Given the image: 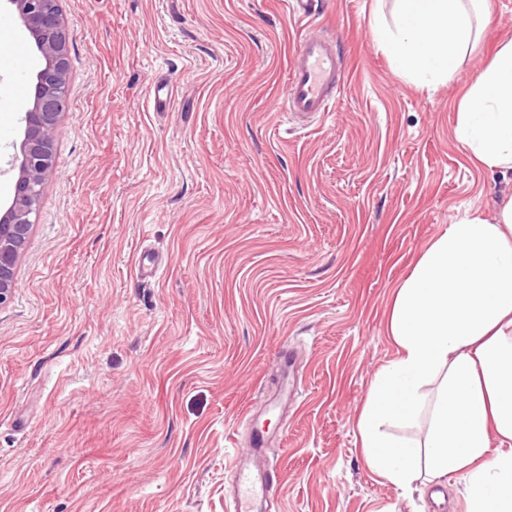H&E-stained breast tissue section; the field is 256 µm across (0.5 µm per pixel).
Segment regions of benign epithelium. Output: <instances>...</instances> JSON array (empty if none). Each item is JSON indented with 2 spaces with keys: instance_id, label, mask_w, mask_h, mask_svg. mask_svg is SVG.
I'll use <instances>...</instances> for the list:
<instances>
[{
  "instance_id": "7a95c632",
  "label": "benign epithelium",
  "mask_w": 512,
  "mask_h": 512,
  "mask_svg": "<svg viewBox=\"0 0 512 512\" xmlns=\"http://www.w3.org/2000/svg\"><path fill=\"white\" fill-rule=\"evenodd\" d=\"M34 39L45 65L37 73L32 107L25 112L24 138L12 169L17 171L14 197L0 215V308L18 287L16 270L27 246L47 175L54 162V137L67 100L68 45L57 0H7Z\"/></svg>"
}]
</instances>
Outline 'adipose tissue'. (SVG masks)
<instances>
[{"mask_svg":"<svg viewBox=\"0 0 512 512\" xmlns=\"http://www.w3.org/2000/svg\"><path fill=\"white\" fill-rule=\"evenodd\" d=\"M477 2L474 17L465 0H395L392 20L375 21L376 42L405 77L448 81L491 21L490 0ZM454 133L474 162L512 168V41L462 98ZM386 332L397 356L372 380L359 420L368 465L405 492L461 472L468 512H512V198L494 219L466 215L431 241L394 295ZM425 411L424 442L383 430Z\"/></svg>","mask_w":512,"mask_h":512,"instance_id":"1","label":"adipose tissue"}]
</instances>
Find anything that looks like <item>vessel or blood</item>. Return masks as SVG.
I'll use <instances>...</instances> for the list:
<instances>
[{
  "instance_id": "obj_1",
  "label": "vessel or blood",
  "mask_w": 512,
  "mask_h": 512,
  "mask_svg": "<svg viewBox=\"0 0 512 512\" xmlns=\"http://www.w3.org/2000/svg\"><path fill=\"white\" fill-rule=\"evenodd\" d=\"M342 77V56L334 33L312 31L296 44L282 109L291 116L320 119L330 111ZM269 431L253 424L249 446L227 471L232 496L227 512H272L279 475L269 462Z\"/></svg>"
}]
</instances>
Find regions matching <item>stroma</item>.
<instances>
[{
	"mask_svg": "<svg viewBox=\"0 0 512 512\" xmlns=\"http://www.w3.org/2000/svg\"><path fill=\"white\" fill-rule=\"evenodd\" d=\"M74 37L55 162L0 308V512H226L224 467L269 421L277 512H435L373 472L357 422L395 288L512 171L468 158L456 111L512 41V0L448 82L379 48L394 0H323L340 38L333 109L281 112L305 25L284 0H58ZM0 127L24 135L43 61L17 16ZM26 60L25 89L8 79ZM173 97L155 109L154 90ZM162 260L142 277L143 252ZM300 386L283 394L281 349Z\"/></svg>",
	"mask_w": 512,
	"mask_h": 512,
	"instance_id": "35a3bbf8",
	"label": "stroma"
}]
</instances>
